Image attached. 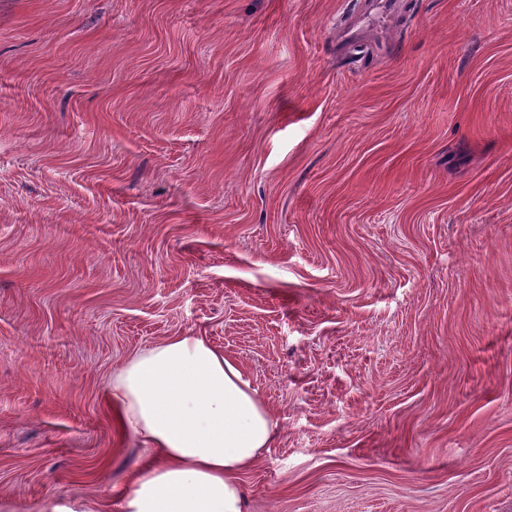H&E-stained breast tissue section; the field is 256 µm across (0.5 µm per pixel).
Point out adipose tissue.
<instances>
[{"instance_id":"obj_1","label":"adipose tissue","mask_w":512,"mask_h":512,"mask_svg":"<svg viewBox=\"0 0 512 512\" xmlns=\"http://www.w3.org/2000/svg\"><path fill=\"white\" fill-rule=\"evenodd\" d=\"M107 397L152 459L117 493L121 512H243L239 473L278 437V422L239 366L202 336L138 351Z\"/></svg>"}]
</instances>
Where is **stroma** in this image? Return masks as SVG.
<instances>
[{
	"mask_svg": "<svg viewBox=\"0 0 512 512\" xmlns=\"http://www.w3.org/2000/svg\"><path fill=\"white\" fill-rule=\"evenodd\" d=\"M397 2L0 0V499L112 500L199 335L244 512H512V0Z\"/></svg>",
	"mask_w": 512,
	"mask_h": 512,
	"instance_id": "1",
	"label": "stroma"
}]
</instances>
